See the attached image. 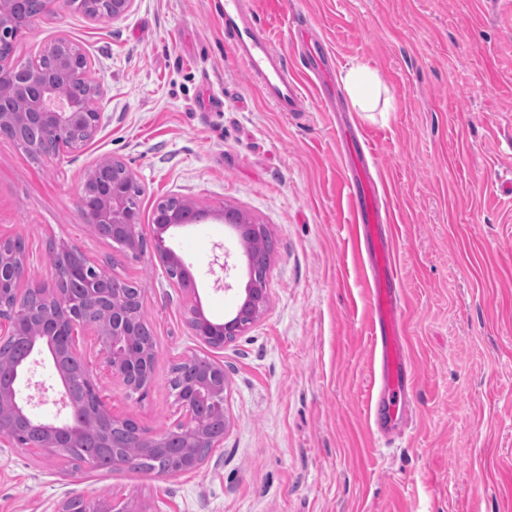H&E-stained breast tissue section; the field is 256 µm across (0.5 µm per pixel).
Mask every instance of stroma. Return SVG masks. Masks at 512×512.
I'll list each match as a JSON object with an SVG mask.
<instances>
[{"mask_svg": "<svg viewBox=\"0 0 512 512\" xmlns=\"http://www.w3.org/2000/svg\"><path fill=\"white\" fill-rule=\"evenodd\" d=\"M222 0H136L117 21L67 0L17 37L15 63L59 36L88 60L102 95L85 146L32 155L0 136V235L24 240L26 283L47 282L49 245L142 287L157 350L156 382L128 395L99 375L114 414L156 433L181 409L168 379L196 353L220 361L231 427L198 470L157 477L75 468L0 442V512H54L73 497L134 500L141 512H512V0H252L293 73L303 109L275 111L224 37ZM306 28L336 57L385 86L374 112L336 86L331 109L306 76L290 32ZM367 134L373 178L389 193L407 302L415 388L391 447L366 408L377 367L372 311L336 124ZM119 158L151 226L166 197L204 221L170 229L195 282L187 295L155 250L135 258L84 223L88 169ZM234 208L274 242L267 307L224 349L189 325L221 323L248 281L246 249L222 214ZM50 362L30 365L22 394L55 419Z\"/></svg>", "mask_w": 512, "mask_h": 512, "instance_id": "1", "label": "stroma"}]
</instances>
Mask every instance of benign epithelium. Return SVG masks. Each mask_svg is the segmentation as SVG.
Segmentation results:
<instances>
[{
    "mask_svg": "<svg viewBox=\"0 0 512 512\" xmlns=\"http://www.w3.org/2000/svg\"><path fill=\"white\" fill-rule=\"evenodd\" d=\"M134 2L80 0L90 17L112 21L126 16ZM16 15L28 16L27 30L36 19V14L29 11V0H0V78L15 84L9 99L0 98V135L21 142L31 152L40 150L43 136L52 138L53 150L58 152L80 148L94 137L100 123L95 107L100 91L88 81V63L85 57L66 52L58 55L52 71L37 64L12 63L4 48L21 33L15 25ZM109 164L110 180L100 164L89 169L80 189V212L95 233L106 232L114 243L141 257L147 252L146 233L139 209L128 203L129 194L137 189L136 181L123 160L112 158ZM196 215L195 204L188 200L175 197L158 202L152 224L154 241L163 240V234L171 228L188 225V219ZM224 221L245 245L250 240L260 244L266 236L263 225L251 222L237 210L226 211ZM10 241L12 238L0 236L1 282L14 274L13 255L4 249ZM69 259L70 264L66 265L59 263L58 256H52L51 284L30 287L24 294L14 296L10 304L0 305V343L16 336L30 337L27 356L15 362L8 382H0V440L6 439L16 447L36 448L51 458L68 447L72 439L90 433L98 438L100 447L112 449L110 464L114 470L124 466L121 449L130 441L148 453L158 448L178 451L183 467L165 472L167 476L200 468L207 456L198 455L195 449L218 448L224 441L222 434H207V416L226 415L229 385L224 365L196 354L182 358V364L189 369L205 363L207 372L201 378L171 386L183 410L182 420L171 430L149 435L132 418L113 414L99 395L93 370L79 352L78 337L91 332L105 372L130 394L154 384L155 344L144 345L135 354L130 352L134 337L144 335V322L138 316L141 295L127 294L116 287L117 278L112 273L89 264L83 255L71 250ZM266 303V288L251 278L235 315L224 323H213L193 311V333L208 347L222 350L261 316ZM44 344L62 384L63 406L71 414L64 423L37 419L29 401L22 396L20 374ZM55 512L141 510L132 501L114 503L108 510L100 498L81 497L61 501Z\"/></svg>",
    "mask_w": 512,
    "mask_h": 512,
    "instance_id": "7a95c632",
    "label": "benign epithelium"
}]
</instances>
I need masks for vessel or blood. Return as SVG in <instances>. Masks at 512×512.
I'll list each match as a JSON object with an SVG mask.
<instances>
[{
  "label": "vessel or blood",
  "mask_w": 512,
  "mask_h": 512,
  "mask_svg": "<svg viewBox=\"0 0 512 512\" xmlns=\"http://www.w3.org/2000/svg\"><path fill=\"white\" fill-rule=\"evenodd\" d=\"M223 20L225 38L273 108L287 113L301 111V83L267 29L255 21L249 0H223ZM298 40L309 56L312 75L319 85H328L334 70L332 57L310 41L307 30H300ZM336 131L346 142V163L354 171L346 186L354 221L362 226L369 263L367 288L374 314L371 334L379 368L372 378L368 426L377 434L402 416L399 399L406 392L408 380L403 339L406 305L391 245V208L369 172L374 163L372 149L348 127L340 125Z\"/></svg>",
  "instance_id": "1"
}]
</instances>
